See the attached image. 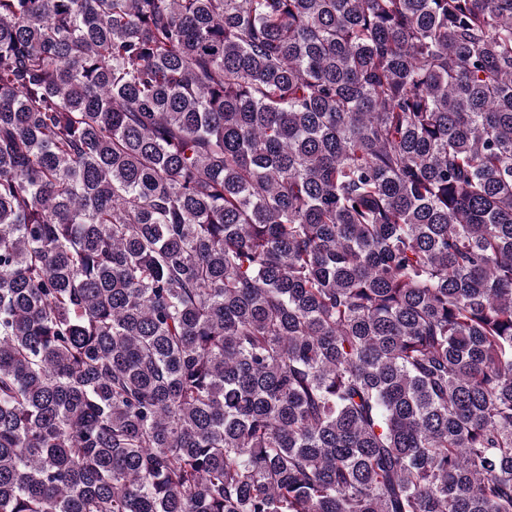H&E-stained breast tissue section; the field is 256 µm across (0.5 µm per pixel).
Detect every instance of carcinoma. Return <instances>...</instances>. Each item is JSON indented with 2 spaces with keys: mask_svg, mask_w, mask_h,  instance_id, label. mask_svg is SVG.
<instances>
[{
  "mask_svg": "<svg viewBox=\"0 0 512 512\" xmlns=\"http://www.w3.org/2000/svg\"><path fill=\"white\" fill-rule=\"evenodd\" d=\"M0 512H512V0H0Z\"/></svg>",
  "mask_w": 512,
  "mask_h": 512,
  "instance_id": "carcinoma-1",
  "label": "carcinoma"
}]
</instances>
